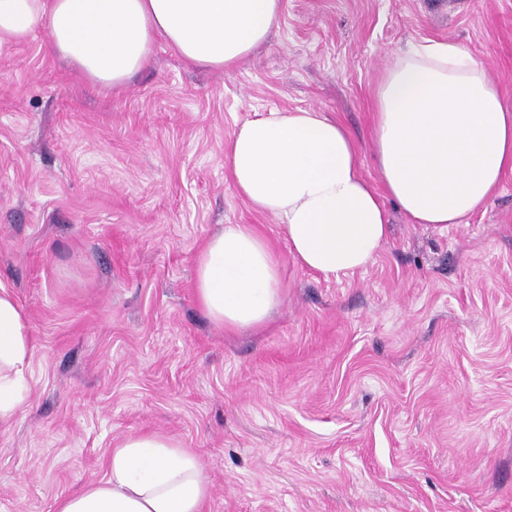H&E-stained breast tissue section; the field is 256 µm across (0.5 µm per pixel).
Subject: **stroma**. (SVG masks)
<instances>
[{"mask_svg": "<svg viewBox=\"0 0 512 512\" xmlns=\"http://www.w3.org/2000/svg\"><path fill=\"white\" fill-rule=\"evenodd\" d=\"M425 38L512 99V0H283L238 66L161 44L118 91L44 35L0 48V289L33 340L29 396L0 425V512H55L152 431L199 456L205 512H512V173L445 229L392 211L375 262L334 280L291 260L224 161L254 114L319 108L378 182L375 88ZM227 224L283 262L256 332L215 327L192 288Z\"/></svg>", "mask_w": 512, "mask_h": 512, "instance_id": "1", "label": "stroma"}]
</instances>
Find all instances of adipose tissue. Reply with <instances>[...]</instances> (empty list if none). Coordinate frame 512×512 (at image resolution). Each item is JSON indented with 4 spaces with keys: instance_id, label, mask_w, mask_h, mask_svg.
<instances>
[{
    "instance_id": "ef3b65f1",
    "label": "adipose tissue",
    "mask_w": 512,
    "mask_h": 512,
    "mask_svg": "<svg viewBox=\"0 0 512 512\" xmlns=\"http://www.w3.org/2000/svg\"><path fill=\"white\" fill-rule=\"evenodd\" d=\"M283 0H0V46L46 33L52 50L112 89L146 69L156 41L187 64L237 66L278 27ZM374 156L362 171L349 131L329 113L272 111L245 122L224 149L235 191L278 218L292 260L328 279L366 269L390 237L386 201L413 224H458L512 172V108L481 64L451 40L397 54L375 90ZM199 305L229 333L265 325L285 299L282 263L250 224L208 237L195 261ZM32 344L21 307L0 290V421L29 395ZM199 457L170 436L134 433L104 478L56 512H204Z\"/></svg>"
}]
</instances>
